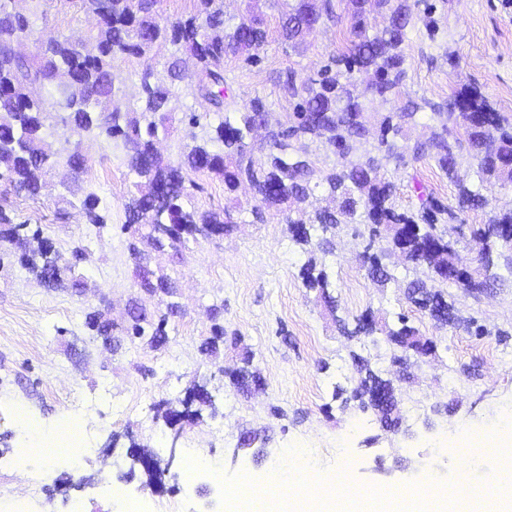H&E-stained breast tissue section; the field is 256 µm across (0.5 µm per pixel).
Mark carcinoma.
<instances>
[{"instance_id": "obj_1", "label": "carcinoma", "mask_w": 512, "mask_h": 512, "mask_svg": "<svg viewBox=\"0 0 512 512\" xmlns=\"http://www.w3.org/2000/svg\"><path fill=\"white\" fill-rule=\"evenodd\" d=\"M195 12L186 18L161 22L159 0H78L88 15L99 18V26L90 32L95 52L84 53L79 45L59 35L39 39L35 54L21 58L9 45L31 32L30 17L11 9V0H0V182L31 196L39 193L38 175L60 166L67 167L64 179L81 169L84 159L81 140L71 142L64 160L57 154L42 153L40 131L53 121L67 131L82 135L93 132L107 139L121 140L128 148V165L143 181L128 197L125 209L128 223L123 230L147 241L159 252H180L187 242L212 238L229 231L232 210L201 211L186 207L188 188L196 187L186 174L207 173L224 182L232 191L242 180L251 184L256 204L250 213L255 219L273 210L282 215L294 242L309 245L319 237L317 246L327 247L326 235H335L345 224H363L368 239L406 233L405 261L413 268H425L431 274L445 267L448 272L439 280L440 288L427 289L414 280L408 287V299L428 312L438 324L459 321L453 305L448 303L442 286L457 285L452 279L460 263L456 250L448 249V236L461 234L460 213L484 208L485 185L512 182V118L494 111L475 89H464L454 96L455 110L424 100L409 102L399 112H390L380 121L371 147L369 130L356 118L362 110V98L371 95L383 100L397 94L405 78L404 53L408 31L421 20L436 25L429 0H348L350 5V39L346 51L329 58L313 76L297 77L293 71L279 75L278 85L294 102L288 122L273 119L267 102L256 96L239 107L227 99L224 58L228 54L244 58L248 64L259 61V51L268 38L265 18L251 11L232 27L224 17V0H195ZM280 6L281 36L292 41L303 31L310 18H335L332 0H271ZM390 12V25L381 32H370L369 16L375 10ZM171 45L173 53L161 71L145 70L137 74L128 92L129 103L122 110L113 105L115 60L139 58L160 45ZM196 61L188 73L182 56ZM373 73V82L357 91L356 74ZM35 84L48 85L47 98L31 94ZM194 96L199 109L185 116L181 162H163L154 150V141L169 134L172 113L169 103L175 91ZM432 111L435 125L425 142L415 144L410 152L415 160L431 157L439 169L457 187L456 205H445L429 196L416 211H400L395 185L379 177L382 169L403 155L396 151L394 140L416 122L419 111ZM266 115V162L255 166L251 160L249 138L257 118ZM221 145L223 150L215 149ZM329 152L337 164L322 169L316 166L319 152ZM476 164V183L468 185L459 178L461 167ZM325 189L339 196L334 210L316 206L315 190ZM98 197L90 193L82 202L88 223L104 224L97 213ZM512 231V210L494 208L486 212V221L472 229L473 238L482 243L475 280L481 284L504 281L512 276V248L498 238L500 232ZM36 243L22 256V264L48 284L63 286L62 274L69 272V287L80 291L82 277L74 275V266L59 265L60 255L52 241L33 231ZM138 286L156 284L163 294L176 293L175 282L158 274L148 265L147 254L132 247ZM313 260L302 267L301 275L309 288H318L326 299L329 281L324 271H315ZM368 274L380 286L394 275L374 254ZM400 327L386 331L387 341L402 355L394 362L406 364L410 357L429 355L436 344L398 316ZM166 318L153 322L144 309H138L126 328L130 339L152 347L166 342ZM230 385L246 393L261 380L252 369L250 358L243 365L224 372ZM360 408L373 409L383 427L399 428L391 417V401L396 387L371 369L353 389ZM215 409L207 384L195 383L186 391L180 406L168 405L164 421L175 425L197 420L201 409Z\"/></svg>"}]
</instances>
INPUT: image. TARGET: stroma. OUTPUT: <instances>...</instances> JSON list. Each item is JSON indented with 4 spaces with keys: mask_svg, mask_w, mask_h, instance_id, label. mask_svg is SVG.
Wrapping results in <instances>:
<instances>
[{
    "mask_svg": "<svg viewBox=\"0 0 512 512\" xmlns=\"http://www.w3.org/2000/svg\"><path fill=\"white\" fill-rule=\"evenodd\" d=\"M437 32L417 23L408 33L406 78L390 101L367 98L363 112L374 124L411 101L445 104L465 88H477L498 112L512 116V0H432ZM335 19L321 21L298 47L278 35L277 8L268 0H224V15L247 11L264 14L269 37L255 65L230 55L224 68L229 93L237 104L263 96L274 115L287 118L292 106L277 86L286 70L314 75L327 59L344 50L349 39L348 0H333ZM17 11L29 14L33 27L20 48L35 53L47 34L83 42L97 24L80 11L76 0H47L33 9L16 0ZM84 165L76 179L64 182L47 175L38 196L8 190L4 207L13 223L41 227L63 260L74 250L85 257L79 271L84 293L43 285L19 261L17 246L0 247V512H9L22 474L15 450L51 436L81 418L85 444L81 469L72 472L56 463L44 489L54 512H69L78 499L83 512H124L114 488L148 500L150 512H223L218 476L187 483L186 458L211 455L220 473L243 472L264 481L269 473L296 468L307 459L315 472L332 474L348 465L351 489L372 486L412 489L437 482L448 488L471 483L491 488L494 458L472 457L460 468L458 453L443 451L461 425L480 428L487 437L512 441L502 420L512 414V285L503 284L473 297L452 287L464 317L483 325L478 335L465 327H435L431 318L407 299V285L426 278V271L407 268L392 256L395 279L377 287L359 260L368 243L354 226L337 233L330 253L316 252L319 268L331 283L336 300L328 305L300 276L308 255L290 238L281 217L246 220L254 203L248 185L225 190L222 181L194 174L199 185L192 206L222 211L240 205L241 214L224 236L198 239L179 255L155 254L152 267L178 285L174 297L142 296L135 284L131 236L125 202L138 180L128 167L127 149L119 140L83 138ZM397 187V203L417 209L419 199L433 195L455 204L456 187L433 159L407 158L382 172ZM99 198L103 227L87 224L81 200ZM179 314L168 316V341L152 348L130 341L123 328L133 303L149 317L167 314L168 302ZM113 320L112 343H105L88 324L89 315ZM371 315L378 329L356 332L358 318ZM405 315L420 335L435 341L434 354L410 360L407 368L392 361L382 331ZM228 338L216 352L204 344L213 325ZM243 339L263 388L237 392L223 371L236 367L240 349L231 336ZM368 362L385 378L399 380L401 428L385 431L378 414L345 405L356 383V359ZM207 382L216 407L203 409L198 422L181 430L166 426L159 405L179 403L192 381ZM258 438L254 449L240 450L244 434ZM147 444L160 458H172L167 476L171 492H153L128 454L131 442ZM298 447L299 456L287 455Z\"/></svg>",
    "mask_w": 512,
    "mask_h": 512,
    "instance_id": "35a3bbf8",
    "label": "stroma"
}]
</instances>
